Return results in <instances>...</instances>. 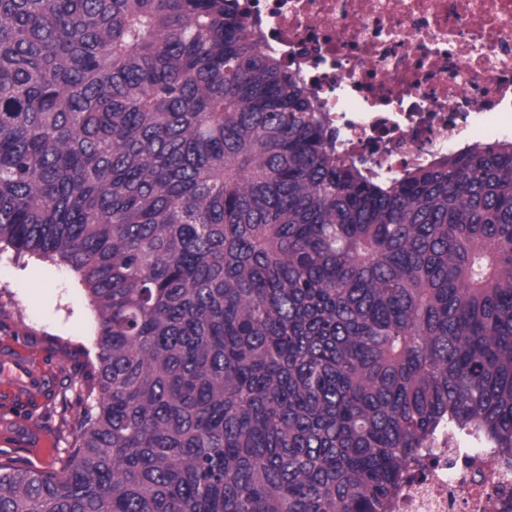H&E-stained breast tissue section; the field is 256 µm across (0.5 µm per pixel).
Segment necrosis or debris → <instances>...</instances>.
I'll use <instances>...</instances> for the list:
<instances>
[{"mask_svg": "<svg viewBox=\"0 0 512 512\" xmlns=\"http://www.w3.org/2000/svg\"><path fill=\"white\" fill-rule=\"evenodd\" d=\"M341 151L387 179L512 140V0H242ZM391 512H512V458L440 430Z\"/></svg>", "mask_w": 512, "mask_h": 512, "instance_id": "1", "label": "necrosis or debris"}]
</instances>
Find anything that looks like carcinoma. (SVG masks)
Returning <instances> with one entry per match:
<instances>
[{
    "mask_svg": "<svg viewBox=\"0 0 512 512\" xmlns=\"http://www.w3.org/2000/svg\"><path fill=\"white\" fill-rule=\"evenodd\" d=\"M96 363L0 512H388L443 426L512 454V142L385 181L239 0H0V250Z\"/></svg>",
    "mask_w": 512,
    "mask_h": 512,
    "instance_id": "1",
    "label": "carcinoma"
}]
</instances>
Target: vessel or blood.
Instances as JSON below:
<instances>
[{"label":"vessel or blood","instance_id":"1","mask_svg":"<svg viewBox=\"0 0 512 512\" xmlns=\"http://www.w3.org/2000/svg\"><path fill=\"white\" fill-rule=\"evenodd\" d=\"M55 386L51 368L34 357L23 355L13 342L0 343V410L9 411L41 402ZM0 437L13 446L30 449L34 456L44 457L51 443L46 432L17 419L0 421Z\"/></svg>","mask_w":512,"mask_h":512}]
</instances>
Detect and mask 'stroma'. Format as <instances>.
Here are the masks:
<instances>
[{
    "label": "stroma",
    "mask_w": 512,
    "mask_h": 512,
    "mask_svg": "<svg viewBox=\"0 0 512 512\" xmlns=\"http://www.w3.org/2000/svg\"><path fill=\"white\" fill-rule=\"evenodd\" d=\"M49 364L56 390L23 415L54 439L56 463L72 446L86 406L85 376L96 358V315L78 273L60 262L0 252V341Z\"/></svg>",
    "instance_id": "1"
}]
</instances>
